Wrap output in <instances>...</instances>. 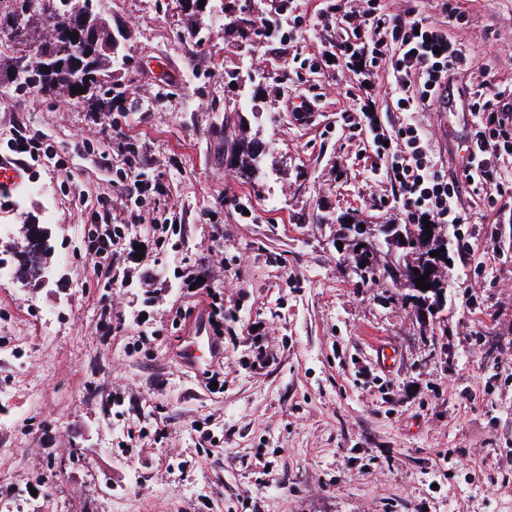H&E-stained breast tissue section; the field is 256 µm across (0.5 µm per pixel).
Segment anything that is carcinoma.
<instances>
[{"instance_id":"1","label":"carcinoma","mask_w":512,"mask_h":512,"mask_svg":"<svg viewBox=\"0 0 512 512\" xmlns=\"http://www.w3.org/2000/svg\"><path fill=\"white\" fill-rule=\"evenodd\" d=\"M86 12L92 19L101 20V44L105 49L93 61L94 67L90 70L92 77L90 82L93 87H87V82L75 74V70L67 66L51 75L43 73L39 65L38 57L45 54H56L60 59L70 62L78 59L77 51L72 38L66 33L77 28L80 19L71 14V6L65 0H44L43 8L36 18V24L29 29L20 32L13 38L14 51L9 56L0 54V66L28 70L34 75L30 82H19L15 84V90L28 92L30 90L38 93L58 91L66 95L70 100L79 102L92 97L93 89L105 95L112 94L114 86L110 85L111 69L117 64L115 56L107 50L111 46L112 28L106 19L100 18L92 7V0H83ZM81 86L85 88L82 94L72 93L71 88ZM233 163L237 165L240 172L250 177L258 169L262 155L253 150L252 143H238L231 149ZM432 229V237H427L425 225L423 224H399L392 230H384L382 234L392 237V246L397 254V260L403 261L402 279H397L390 273L388 263L382 261L376 254H369L362 251L358 254H349L346 259L350 260L354 267L365 264V275L361 279H388L393 287L402 291L400 299L402 304H410L420 311L426 305L427 300L434 304H442V291L445 283L444 268L447 267L448 251L446 247L450 244L448 232L443 229ZM438 251L440 255L433 258L430 252ZM430 272L431 288L425 294L419 288L412 277L415 270Z\"/></svg>"}]
</instances>
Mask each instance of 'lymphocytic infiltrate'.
<instances>
[{
	"mask_svg": "<svg viewBox=\"0 0 512 512\" xmlns=\"http://www.w3.org/2000/svg\"><path fill=\"white\" fill-rule=\"evenodd\" d=\"M441 11L446 16L442 22L415 9L385 20L379 0H335L322 16L334 22L339 33L330 50L333 70L365 77L382 60L390 62L388 92L396 96L399 112L394 134L382 132L373 101H365L362 112L372 133L371 146L390 163L399 208L410 223L453 227L471 221L460 205L459 185L444 179L413 119L432 106L451 71L467 62L462 48L448 37V22L461 17L457 4L442 0ZM461 106L470 116L461 176L474 191L484 192L493 208L502 199H512V171L505 166L506 158L512 157V94L500 91L490 99L479 90L463 97ZM89 220L93 231L86 257L105 287H118L122 237L112 230V210L105 206L92 210Z\"/></svg>",
	"mask_w": 512,
	"mask_h": 512,
	"instance_id": "lymphocytic-infiltrate-1",
	"label": "lymphocytic infiltrate"
}]
</instances>
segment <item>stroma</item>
I'll return each instance as SVG.
<instances>
[{"label":"stroma","instance_id":"35a3bbf8","mask_svg":"<svg viewBox=\"0 0 512 512\" xmlns=\"http://www.w3.org/2000/svg\"><path fill=\"white\" fill-rule=\"evenodd\" d=\"M458 4L448 35L470 63L454 89L512 84V0ZM270 6L99 0L126 57L111 107L0 84V156L20 120L70 166L30 167L43 193L0 192V257L17 263L35 224L51 245L46 285L0 279V512H512V209L462 187L472 221L456 232L472 250L450 251L437 316L361 281L336 249L337 216L407 217L349 78L316 65L338 36L323 0H294L307 33L284 54L252 27ZM293 93L312 112H289ZM117 113L142 180L165 193L125 227L105 341L84 238L128 171L110 139ZM229 120L265 144L252 178L224 159ZM417 120L442 174L460 177L462 113ZM199 277L224 291L220 393L183 360L190 325L174 321Z\"/></svg>","mask_w":512,"mask_h":512}]
</instances>
